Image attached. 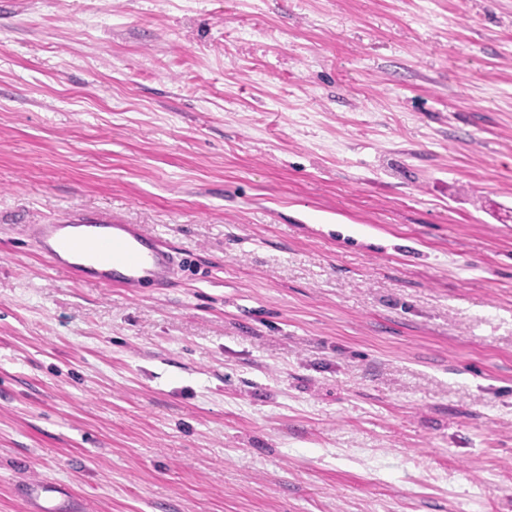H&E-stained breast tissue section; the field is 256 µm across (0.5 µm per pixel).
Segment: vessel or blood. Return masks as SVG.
<instances>
[{"mask_svg":"<svg viewBox=\"0 0 512 512\" xmlns=\"http://www.w3.org/2000/svg\"><path fill=\"white\" fill-rule=\"evenodd\" d=\"M29 233L53 270L133 298L174 274L175 258L158 236L107 213L72 212L52 224L30 225Z\"/></svg>","mask_w":512,"mask_h":512,"instance_id":"1","label":"vessel or blood"}]
</instances>
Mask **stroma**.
I'll list each match as a JSON object with an SVG mask.
<instances>
[{
    "mask_svg": "<svg viewBox=\"0 0 512 512\" xmlns=\"http://www.w3.org/2000/svg\"><path fill=\"white\" fill-rule=\"evenodd\" d=\"M76 497L512 512V0H0V512ZM28 229L40 256L74 281L139 298L142 288H160L174 274L175 258L158 236L107 213L72 212Z\"/></svg>",
    "mask_w": 512,
    "mask_h": 512,
    "instance_id": "1",
    "label": "stroma"
}]
</instances>
